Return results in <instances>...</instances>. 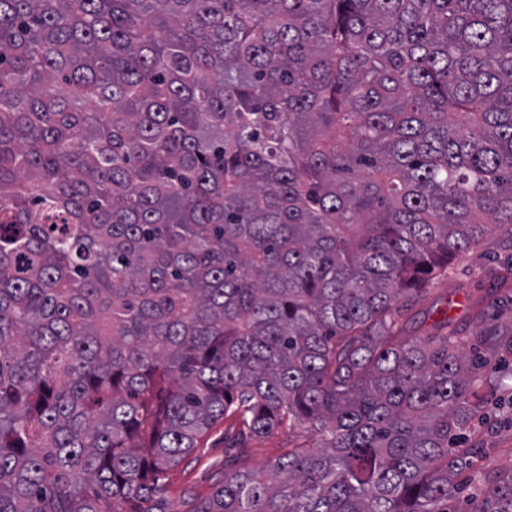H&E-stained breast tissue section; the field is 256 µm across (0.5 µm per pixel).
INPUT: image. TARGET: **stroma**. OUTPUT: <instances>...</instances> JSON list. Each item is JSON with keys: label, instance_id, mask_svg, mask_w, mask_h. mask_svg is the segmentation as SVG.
I'll list each match as a JSON object with an SVG mask.
<instances>
[{"label": "stroma", "instance_id": "35a3bbf8", "mask_svg": "<svg viewBox=\"0 0 512 512\" xmlns=\"http://www.w3.org/2000/svg\"><path fill=\"white\" fill-rule=\"evenodd\" d=\"M512 276V226H498L476 247L457 258L451 269L436 277L427 293L411 310L407 328L411 337H425L433 332L440 309H449L463 336L466 351L475 354L474 338L486 321L512 322V305L501 304L496 290L503 275ZM512 392L488 394L482 404L477 430L482 450L473 462L476 470L486 473L512 468ZM237 429L231 420H223L211 430L199 448L178 466L167 471L168 512H185L188 498H205L224 475V464L235 461L243 468L256 469L275 459L288 448L287 431L250 440L246 447L235 445Z\"/></svg>", "mask_w": 512, "mask_h": 512}]
</instances>
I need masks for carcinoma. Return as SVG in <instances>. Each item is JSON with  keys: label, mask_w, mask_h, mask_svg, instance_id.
<instances>
[{"label": "carcinoma", "mask_w": 512, "mask_h": 512, "mask_svg": "<svg viewBox=\"0 0 512 512\" xmlns=\"http://www.w3.org/2000/svg\"><path fill=\"white\" fill-rule=\"evenodd\" d=\"M512 224V0H0V512H448L512 326L402 335ZM468 512H512V470ZM237 427L230 419L223 420L211 430L199 448L178 466L167 471V510L184 512L188 497L205 498L224 476V463L235 460L242 468L264 466L288 449V430L250 440L247 448H235Z\"/></svg>", "instance_id": "cac0c4a2"}]
</instances>
